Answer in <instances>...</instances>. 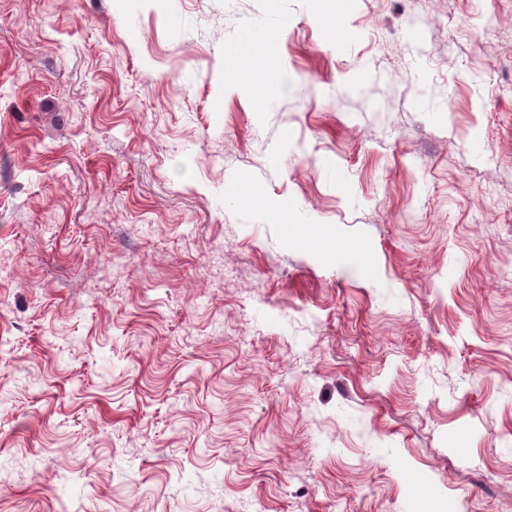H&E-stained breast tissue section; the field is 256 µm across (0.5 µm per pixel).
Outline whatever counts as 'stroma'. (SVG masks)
Returning a JSON list of instances; mask_svg holds the SVG:
<instances>
[{"mask_svg":"<svg viewBox=\"0 0 512 512\" xmlns=\"http://www.w3.org/2000/svg\"><path fill=\"white\" fill-rule=\"evenodd\" d=\"M507 264L512 0H0V512H512Z\"/></svg>","mask_w":512,"mask_h":512,"instance_id":"obj_1","label":"stroma"}]
</instances>
